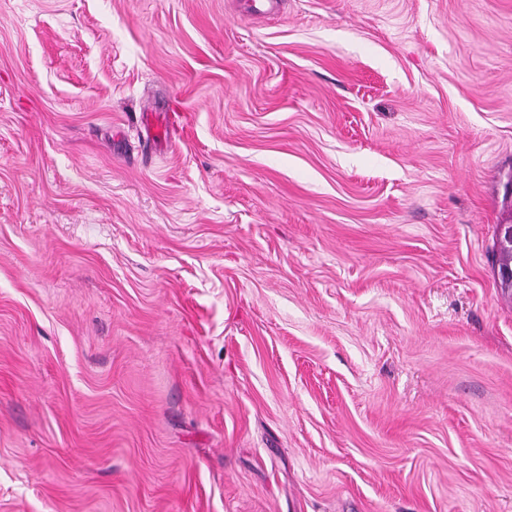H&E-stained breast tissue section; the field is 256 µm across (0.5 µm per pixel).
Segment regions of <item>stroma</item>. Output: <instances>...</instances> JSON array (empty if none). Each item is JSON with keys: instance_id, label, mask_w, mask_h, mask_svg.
I'll return each instance as SVG.
<instances>
[{"instance_id": "obj_1", "label": "stroma", "mask_w": 512, "mask_h": 512, "mask_svg": "<svg viewBox=\"0 0 512 512\" xmlns=\"http://www.w3.org/2000/svg\"><path fill=\"white\" fill-rule=\"evenodd\" d=\"M278 2L0 0V512H512V0Z\"/></svg>"}]
</instances>
